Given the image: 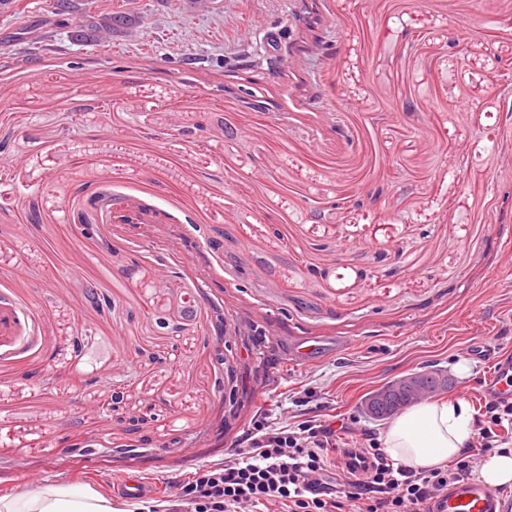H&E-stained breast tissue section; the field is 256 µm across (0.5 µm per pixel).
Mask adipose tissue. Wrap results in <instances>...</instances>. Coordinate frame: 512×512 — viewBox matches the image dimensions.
I'll return each instance as SVG.
<instances>
[{"label": "adipose tissue", "instance_id": "obj_1", "mask_svg": "<svg viewBox=\"0 0 512 512\" xmlns=\"http://www.w3.org/2000/svg\"><path fill=\"white\" fill-rule=\"evenodd\" d=\"M473 412L462 398L409 408L387 427L383 446L394 461L434 468L456 459L472 433ZM0 512H113L109 501L87 488L50 485L21 498H0Z\"/></svg>", "mask_w": 512, "mask_h": 512}]
</instances>
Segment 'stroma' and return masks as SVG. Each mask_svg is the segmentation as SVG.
<instances>
[{
	"label": "stroma",
	"instance_id": "stroma-1",
	"mask_svg": "<svg viewBox=\"0 0 512 512\" xmlns=\"http://www.w3.org/2000/svg\"><path fill=\"white\" fill-rule=\"evenodd\" d=\"M48 3L0 13V498L42 472L122 512L131 473L163 500L255 417L354 448L416 371L483 413L473 350L512 347V0H88L146 19L99 46Z\"/></svg>",
	"mask_w": 512,
	"mask_h": 512
}]
</instances>
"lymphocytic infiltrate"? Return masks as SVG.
Here are the masks:
<instances>
[{"mask_svg": "<svg viewBox=\"0 0 512 512\" xmlns=\"http://www.w3.org/2000/svg\"><path fill=\"white\" fill-rule=\"evenodd\" d=\"M486 424L476 426L471 442L452 465L432 469L395 464L372 440L361 454L373 464L363 480L341 489L328 458L336 449L328 425L296 430L276 429L253 420L244 437L233 444L224 462L204 466L186 484L171 512H426L450 484L471 476L478 455L499 447L493 426L512 422V402L485 405Z\"/></svg>", "mask_w": 512, "mask_h": 512, "instance_id": "1", "label": "lymphocytic infiltrate"}]
</instances>
